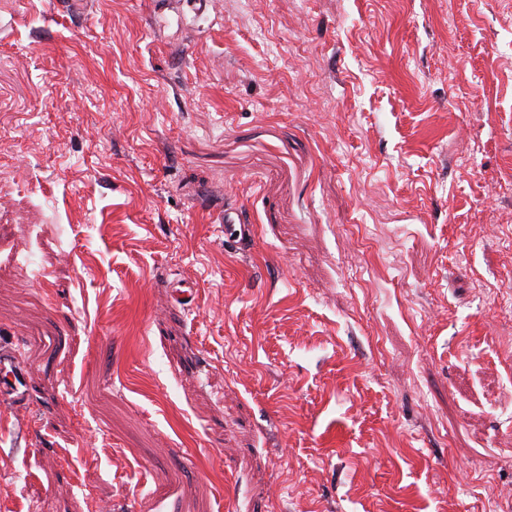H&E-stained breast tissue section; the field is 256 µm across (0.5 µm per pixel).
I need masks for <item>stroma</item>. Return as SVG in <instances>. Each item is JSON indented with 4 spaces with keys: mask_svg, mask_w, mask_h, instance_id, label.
Instances as JSON below:
<instances>
[{
    "mask_svg": "<svg viewBox=\"0 0 512 512\" xmlns=\"http://www.w3.org/2000/svg\"><path fill=\"white\" fill-rule=\"evenodd\" d=\"M0 348L6 512H512V0H0ZM17 356L14 351L0 350V369L5 374L7 382L6 389L12 390L17 393L15 398L16 406L18 408L24 407L32 396V390L29 387L25 374L17 364Z\"/></svg>",
    "mask_w": 512,
    "mask_h": 512,
    "instance_id": "stroma-1",
    "label": "stroma"
}]
</instances>
